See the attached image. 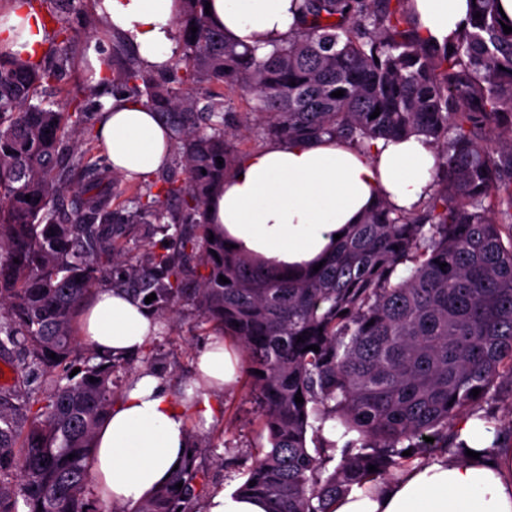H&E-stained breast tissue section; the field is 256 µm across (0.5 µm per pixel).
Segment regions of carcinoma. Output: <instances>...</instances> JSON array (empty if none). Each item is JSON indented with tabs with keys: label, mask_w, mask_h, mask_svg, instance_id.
Returning a JSON list of instances; mask_svg holds the SVG:
<instances>
[{
	"label": "carcinoma",
	"mask_w": 512,
	"mask_h": 512,
	"mask_svg": "<svg viewBox=\"0 0 512 512\" xmlns=\"http://www.w3.org/2000/svg\"><path fill=\"white\" fill-rule=\"evenodd\" d=\"M47 2L56 28L44 58L0 51V353L23 384L0 390V512H96L95 436L117 378L132 380L77 336L102 285L156 294L158 319L186 303L241 346L270 446L236 493L266 497L271 512H333L416 459L465 458L462 416L494 432L482 454L503 448L481 413L512 382V19L497 0H469L468 26L441 46L419 37L409 0H295L301 27L261 54L225 41L205 0H180L172 60L148 71L125 40L112 48V91L152 108L175 142L172 172L115 207L120 176L93 153L104 104L61 112L38 93L62 81L72 51V0ZM233 94L262 139L422 134L440 148L437 188L410 211L380 201L317 271L228 248L206 203L240 155ZM138 236L148 243L135 250ZM329 420L343 445L323 436ZM210 447L189 437L192 456L162 486L112 512H200ZM329 450L340 457L325 477Z\"/></svg>",
	"instance_id": "1"
}]
</instances>
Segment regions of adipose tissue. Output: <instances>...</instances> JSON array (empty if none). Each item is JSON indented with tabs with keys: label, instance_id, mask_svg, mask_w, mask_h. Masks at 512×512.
Segmentation results:
<instances>
[{
	"label": "adipose tissue",
	"instance_id": "adipose-tissue-1",
	"mask_svg": "<svg viewBox=\"0 0 512 512\" xmlns=\"http://www.w3.org/2000/svg\"><path fill=\"white\" fill-rule=\"evenodd\" d=\"M211 19L238 48L271 49L296 25L293 0H210ZM422 39L444 44L467 23L468 0H410ZM103 27L130 42L145 68L170 61L179 47V0H93ZM48 38L25 0L0 12V49L23 58L41 54ZM98 142L113 172L143 179L172 157L169 130L142 102L108 98L96 123ZM435 151L425 137L378 139L367 147L329 138L275 140L242 156L231 178L208 201L210 223L238 249L282 268L317 259L346 225L358 223L378 200L412 210L429 193ZM92 345L122 360L141 351L157 326L132 295L98 289L80 318ZM207 387L222 392L236 366L223 343L198 357ZM210 419L209 402L192 392L167 394L159 375L144 369L112 405L95 437L92 472L106 500L137 502L166 481L188 446L187 415ZM334 512H512V456H445L413 463L396 479L353 490Z\"/></svg>",
	"mask_w": 512,
	"mask_h": 512
}]
</instances>
